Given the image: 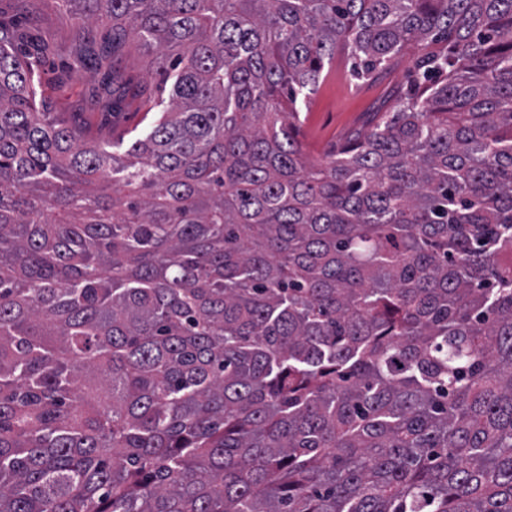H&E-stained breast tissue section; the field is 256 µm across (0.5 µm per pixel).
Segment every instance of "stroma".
<instances>
[{
    "label": "stroma",
    "instance_id": "35a3bbf8",
    "mask_svg": "<svg viewBox=\"0 0 512 512\" xmlns=\"http://www.w3.org/2000/svg\"><path fill=\"white\" fill-rule=\"evenodd\" d=\"M0 22L16 26L22 37L41 51L49 72L45 94L65 122L107 141L146 126L148 119L138 102H129L123 111L113 114L99 109L104 72L79 64L76 23L65 8L53 0H0ZM416 54V49L405 50L387 75L360 85L349 76L347 50L337 48L326 78L312 95L311 112L303 126L306 141L320 154L342 144L363 124L367 112L380 105L391 87H407Z\"/></svg>",
    "mask_w": 512,
    "mask_h": 512
}]
</instances>
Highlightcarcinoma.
Listing matches in <instances>:
<instances>
[{"label": "carcinoma", "mask_w": 512, "mask_h": 512, "mask_svg": "<svg viewBox=\"0 0 512 512\" xmlns=\"http://www.w3.org/2000/svg\"><path fill=\"white\" fill-rule=\"evenodd\" d=\"M125 141L0 23V512H512V0H60ZM410 89L311 159L337 44ZM124 79L133 85H143L149 82L147 58L135 45L127 49L121 63Z\"/></svg>", "instance_id": "1"}]
</instances>
